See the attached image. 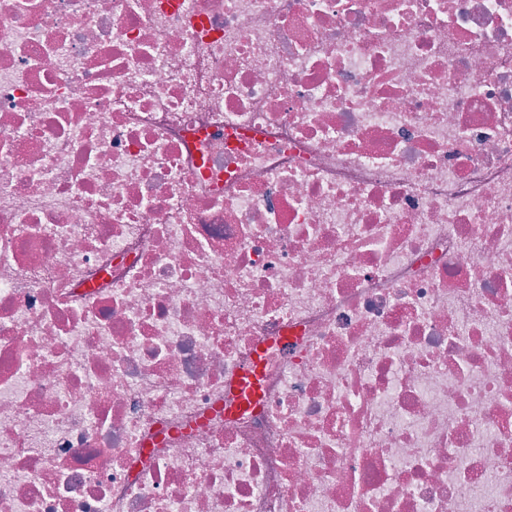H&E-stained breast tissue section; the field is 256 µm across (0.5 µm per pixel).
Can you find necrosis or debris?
<instances>
[{"mask_svg":"<svg viewBox=\"0 0 512 512\" xmlns=\"http://www.w3.org/2000/svg\"><path fill=\"white\" fill-rule=\"evenodd\" d=\"M0 512H512V0H0ZM239 394L237 410H247L260 399L262 391V356L259 354L253 364L237 379Z\"/></svg>","mask_w":512,"mask_h":512,"instance_id":"1","label":"necrosis or debris"}]
</instances>
